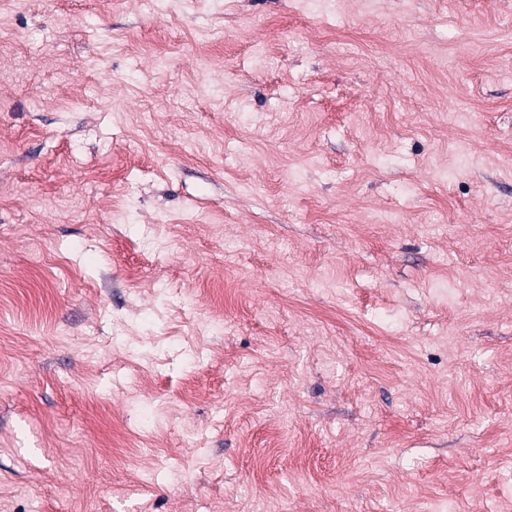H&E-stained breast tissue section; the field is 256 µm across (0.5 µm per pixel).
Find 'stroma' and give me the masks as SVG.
Here are the masks:
<instances>
[{"mask_svg":"<svg viewBox=\"0 0 512 512\" xmlns=\"http://www.w3.org/2000/svg\"><path fill=\"white\" fill-rule=\"evenodd\" d=\"M0 512H512V0H0Z\"/></svg>","mask_w":512,"mask_h":512,"instance_id":"35a3bbf8","label":"stroma"}]
</instances>
